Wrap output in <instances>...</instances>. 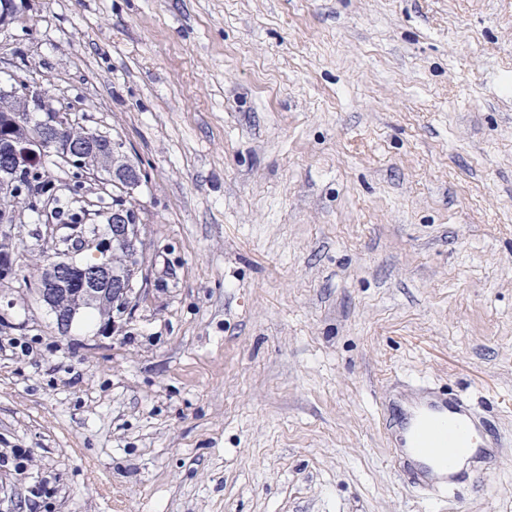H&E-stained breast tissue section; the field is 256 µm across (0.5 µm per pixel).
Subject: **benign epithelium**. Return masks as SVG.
<instances>
[{
  "label": "benign epithelium",
  "instance_id": "1",
  "mask_svg": "<svg viewBox=\"0 0 512 512\" xmlns=\"http://www.w3.org/2000/svg\"><path fill=\"white\" fill-rule=\"evenodd\" d=\"M24 96L28 105L39 110L49 96L46 90L30 85L19 91L12 87H0V112L12 111L14 99ZM73 123L70 113L60 108L45 114L40 126L31 129L20 143L11 146V156L16 160L33 164L52 154L66 166L79 167L84 175L103 174L112 185L131 193L141 186L143 172L128 165L120 154L119 144L106 134L95 132L85 142L75 145L62 137L63 130ZM38 236L52 247L55 259L47 263L34 293L55 314L61 333L71 328L79 309L88 302L112 303L113 298L127 300L129 304L119 306L116 317L129 314L138 305L147 285L142 256L139 248L129 252L127 273L117 276L112 273V246L118 241L135 243L140 238V225L121 210L112 212V223L103 234L84 240V247L97 253L94 261L85 263L76 260L77 251L61 241L69 229L58 224H49L46 230H35ZM17 261L12 253L0 252V282L15 278ZM68 298V304H60V296Z\"/></svg>",
  "mask_w": 512,
  "mask_h": 512
}]
</instances>
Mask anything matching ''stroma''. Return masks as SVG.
Returning a JSON list of instances; mask_svg holds the SVG:
<instances>
[{
  "mask_svg": "<svg viewBox=\"0 0 512 512\" xmlns=\"http://www.w3.org/2000/svg\"><path fill=\"white\" fill-rule=\"evenodd\" d=\"M27 2L0 86L122 142L150 282L59 334L20 210L0 512H512V0ZM415 378L505 440L448 499L382 429Z\"/></svg>",
  "mask_w": 512,
  "mask_h": 512,
  "instance_id": "1",
  "label": "stroma"
}]
</instances>
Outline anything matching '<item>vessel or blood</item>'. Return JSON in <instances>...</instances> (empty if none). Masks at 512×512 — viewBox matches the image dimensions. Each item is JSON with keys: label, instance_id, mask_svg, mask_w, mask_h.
Instances as JSON below:
<instances>
[{"label": "vessel or blood", "instance_id": "1", "mask_svg": "<svg viewBox=\"0 0 512 512\" xmlns=\"http://www.w3.org/2000/svg\"><path fill=\"white\" fill-rule=\"evenodd\" d=\"M391 434L395 453L413 460L412 477L436 493L458 482L455 465L460 454H470L475 461L470 478L484 476L497 445L487 420L465 399L426 384L415 385L410 401L398 410Z\"/></svg>", "mask_w": 512, "mask_h": 512}]
</instances>
